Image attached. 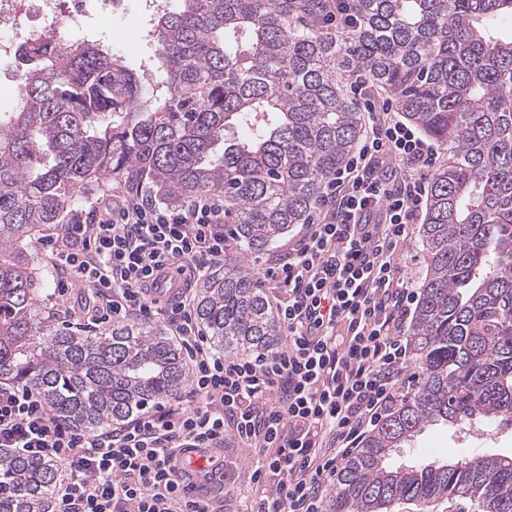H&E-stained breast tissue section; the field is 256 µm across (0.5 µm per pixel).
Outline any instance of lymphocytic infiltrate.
Instances as JSON below:
<instances>
[{
	"label": "lymphocytic infiltrate",
	"instance_id": "obj_1",
	"mask_svg": "<svg viewBox=\"0 0 512 512\" xmlns=\"http://www.w3.org/2000/svg\"><path fill=\"white\" fill-rule=\"evenodd\" d=\"M350 90L369 125L331 176L272 283L279 346L233 358L214 347L189 288L159 304L155 271L204 275L224 262V208L210 198L171 208L143 194L98 200L65 225L57 251L97 299L94 325L163 317L191 378L182 394L102 432L58 420L29 385L0 381V448L64 467L56 512H210L180 471L181 453L258 449L251 512H325L327 490L370 428L396 405L416 301L406 247L428 200L433 143L368 77Z\"/></svg>",
	"mask_w": 512,
	"mask_h": 512
}]
</instances>
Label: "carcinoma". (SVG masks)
<instances>
[{"label":"carcinoma","instance_id":"obj_1","mask_svg":"<svg viewBox=\"0 0 512 512\" xmlns=\"http://www.w3.org/2000/svg\"><path fill=\"white\" fill-rule=\"evenodd\" d=\"M354 26L322 29L312 0H181L154 25L155 76L98 42L24 52L20 98L0 113V379L37 388L59 420L96 432L189 382L165 328L90 334L41 312L32 237L101 186L145 187L183 207L224 199V268L196 293L211 341L243 354L279 343L248 255L305 223L361 134L345 77L364 71L448 162L419 233L427 274L410 344L412 394L336 474L331 512L419 509L469 496L512 512V455L460 448L427 464L387 460L425 427H512V0H356ZM56 469L0 449V512H50Z\"/></svg>","mask_w":512,"mask_h":512}]
</instances>
